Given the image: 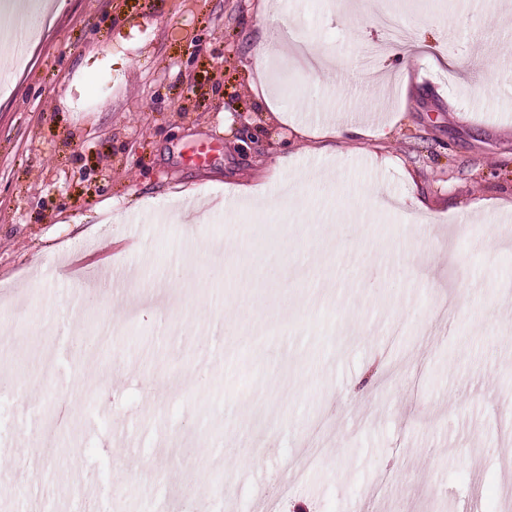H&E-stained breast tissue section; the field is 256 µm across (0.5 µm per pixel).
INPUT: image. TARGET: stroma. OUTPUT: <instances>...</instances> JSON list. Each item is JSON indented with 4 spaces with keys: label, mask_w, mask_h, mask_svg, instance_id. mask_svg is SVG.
Returning a JSON list of instances; mask_svg holds the SVG:
<instances>
[{
    "label": "stroma",
    "mask_w": 512,
    "mask_h": 512,
    "mask_svg": "<svg viewBox=\"0 0 512 512\" xmlns=\"http://www.w3.org/2000/svg\"><path fill=\"white\" fill-rule=\"evenodd\" d=\"M352 2L277 0L262 24L260 0H59L0 96V329L15 339L0 361V512L45 496L70 512L89 472L119 512L162 496L266 512L314 429L328 452L279 512H512V210L498 207L512 203V0L395 9L423 49L370 69L363 52L388 33L374 0ZM285 28L336 66L275 59L274 123L250 50ZM333 123L365 133L325 139ZM254 183L273 198L297 185L294 214L367 206L355 223L275 224L236 198ZM180 196L206 205L194 232L158 220ZM410 196L432 224L373 205ZM213 242L308 271L259 288L264 306H292L259 347L221 296L237 273ZM106 321L111 351L75 355ZM258 412L274 441L251 431ZM245 437L259 462L238 459ZM146 466L163 483H143Z\"/></svg>",
    "instance_id": "1"
}]
</instances>
